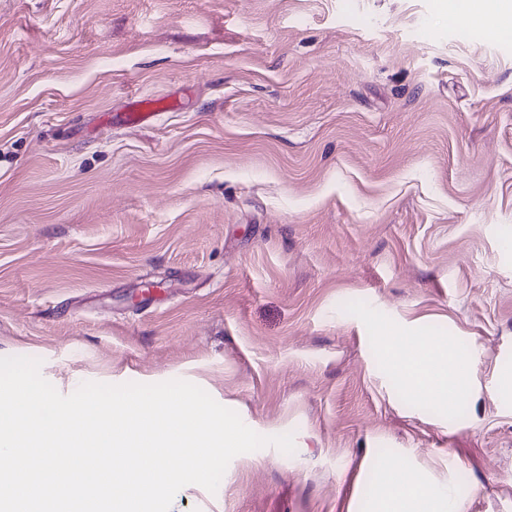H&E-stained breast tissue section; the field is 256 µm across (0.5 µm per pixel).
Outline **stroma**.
Here are the masks:
<instances>
[{
	"mask_svg": "<svg viewBox=\"0 0 512 512\" xmlns=\"http://www.w3.org/2000/svg\"><path fill=\"white\" fill-rule=\"evenodd\" d=\"M463 7L0 0V357L294 436L171 512H358L382 448L512 512V34ZM386 328L467 344L463 413Z\"/></svg>",
	"mask_w": 512,
	"mask_h": 512,
	"instance_id": "1",
	"label": "stroma"
}]
</instances>
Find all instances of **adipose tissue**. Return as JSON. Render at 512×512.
I'll return each mask as SVG.
<instances>
[{
	"instance_id": "adipose-tissue-1",
	"label": "adipose tissue",
	"mask_w": 512,
	"mask_h": 512,
	"mask_svg": "<svg viewBox=\"0 0 512 512\" xmlns=\"http://www.w3.org/2000/svg\"><path fill=\"white\" fill-rule=\"evenodd\" d=\"M378 344L404 386L426 400L447 399L449 392L469 380V363L449 362L448 343L438 337L420 336L410 343L383 334ZM379 474L381 495L376 512H457L458 500L451 486L433 482L424 471L388 462Z\"/></svg>"
}]
</instances>
